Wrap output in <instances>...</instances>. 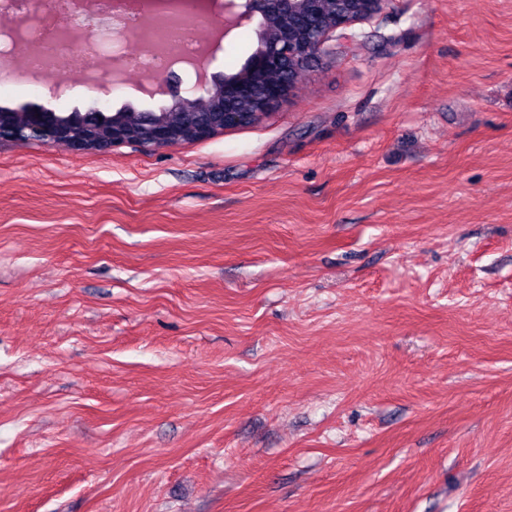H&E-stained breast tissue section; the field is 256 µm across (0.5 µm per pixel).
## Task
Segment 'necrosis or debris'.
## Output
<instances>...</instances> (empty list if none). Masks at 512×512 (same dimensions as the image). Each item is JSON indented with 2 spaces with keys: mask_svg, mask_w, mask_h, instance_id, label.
Here are the masks:
<instances>
[{
  "mask_svg": "<svg viewBox=\"0 0 512 512\" xmlns=\"http://www.w3.org/2000/svg\"><path fill=\"white\" fill-rule=\"evenodd\" d=\"M31 0H0V19L17 21L15 43L0 39V89L38 88L43 79L75 77L93 86L103 76L150 69L163 75L202 51L200 31L212 17L184 4L164 16L140 7L89 15L73 0H58L51 19L33 14Z\"/></svg>",
  "mask_w": 512,
  "mask_h": 512,
  "instance_id": "obj_1",
  "label": "necrosis or debris"
}]
</instances>
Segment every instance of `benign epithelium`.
Listing matches in <instances>:
<instances>
[{
	"mask_svg": "<svg viewBox=\"0 0 512 512\" xmlns=\"http://www.w3.org/2000/svg\"><path fill=\"white\" fill-rule=\"evenodd\" d=\"M324 0H225L224 27L230 32L244 20L260 19L261 44L251 54L245 72L236 76L209 74L196 84L199 96L182 93L177 74L159 77L155 94L165 98V104L150 117V139L155 147L182 144V133L169 121L171 112H197L208 102L220 131L241 120L238 103L253 101L259 111L267 112L297 88L295 79L268 80L310 56L320 57L338 30L370 21L381 14L389 0H344L340 4L336 24L327 28H310L306 39L296 35L293 20L300 14L314 15ZM130 107L107 117L98 102L83 112L76 110L68 117L53 108L39 106L27 111L0 110V140H24L60 143L76 151H104L124 144Z\"/></svg>",
	"mask_w": 512,
	"mask_h": 512,
	"instance_id": "7a95c632",
	"label": "benign epithelium"
}]
</instances>
